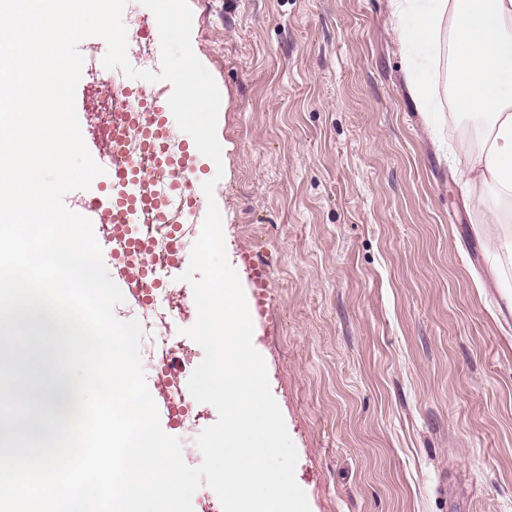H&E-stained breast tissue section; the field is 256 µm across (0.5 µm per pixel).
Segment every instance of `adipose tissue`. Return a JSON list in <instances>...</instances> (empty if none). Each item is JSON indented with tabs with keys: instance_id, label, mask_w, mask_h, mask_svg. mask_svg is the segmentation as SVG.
Instances as JSON below:
<instances>
[{
	"instance_id": "ef3b65f1",
	"label": "adipose tissue",
	"mask_w": 512,
	"mask_h": 512,
	"mask_svg": "<svg viewBox=\"0 0 512 512\" xmlns=\"http://www.w3.org/2000/svg\"><path fill=\"white\" fill-rule=\"evenodd\" d=\"M396 32L407 55L405 85L416 109L435 110L422 61L444 27L458 46L457 86L466 110L482 122L481 145L466 159L475 185L489 190L487 223L512 236V0H391Z\"/></svg>"
}]
</instances>
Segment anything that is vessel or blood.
Instances as JSON below:
<instances>
[{
  "label": "vessel or blood",
  "mask_w": 512,
  "mask_h": 512,
  "mask_svg": "<svg viewBox=\"0 0 512 512\" xmlns=\"http://www.w3.org/2000/svg\"><path fill=\"white\" fill-rule=\"evenodd\" d=\"M137 36L147 54L159 50L160 34L156 18L147 12L138 18ZM117 81L112 89L113 146L98 152L103 169L97 176V192L82 207L83 216L101 225L105 235L100 243L109 254H117L119 242L132 251L145 253L148 234L142 227H125L114 223L119 212L152 214L154 223L169 221L167 201L178 197L193 210L197 220H204L201 171L207 159L193 139L177 134V123L168 106L172 86L159 80L146 87L127 77L121 68H113ZM189 257L181 248L163 271L120 260V284L131 293H139L147 281L163 286L182 275Z\"/></svg>",
  "instance_id": "vessel-or-blood-1"
}]
</instances>
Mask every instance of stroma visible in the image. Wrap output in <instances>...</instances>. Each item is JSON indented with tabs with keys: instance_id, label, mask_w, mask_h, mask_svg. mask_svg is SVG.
Instances as JSON below:
<instances>
[{
	"instance_id": "stroma-1",
	"label": "stroma",
	"mask_w": 512,
	"mask_h": 512,
	"mask_svg": "<svg viewBox=\"0 0 512 512\" xmlns=\"http://www.w3.org/2000/svg\"><path fill=\"white\" fill-rule=\"evenodd\" d=\"M226 98L214 196L227 257L267 272L253 345L310 512H512V324L476 139L418 112L390 0H188Z\"/></svg>"
}]
</instances>
